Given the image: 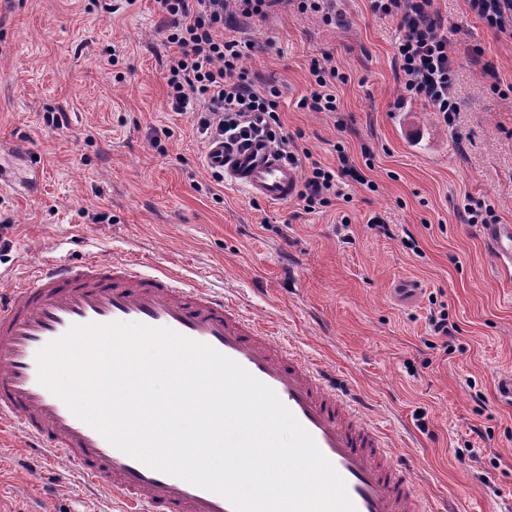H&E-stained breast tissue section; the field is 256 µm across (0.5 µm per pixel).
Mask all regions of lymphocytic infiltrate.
<instances>
[{
    "label": "lymphocytic infiltrate",
    "mask_w": 512,
    "mask_h": 512,
    "mask_svg": "<svg viewBox=\"0 0 512 512\" xmlns=\"http://www.w3.org/2000/svg\"><path fill=\"white\" fill-rule=\"evenodd\" d=\"M167 21L166 41L174 48L166 64L167 97L171 109L193 114L203 140L223 141L225 149H244L253 141H269L292 163H300L291 149L278 113L275 88L258 89L243 66L255 47L248 38L224 35L227 15L265 18L281 0H155ZM434 0H369L371 12L396 21L400 36L395 57L404 89L426 102L444 123L460 110L456 87V60L447 34L433 10ZM310 74L314 89L299 100L300 108L314 112L337 109L339 69L331 56L314 61ZM339 168L312 162L299 194L305 212L327 206L341 197V178L356 177L347 156Z\"/></svg>",
    "instance_id": "1"
}]
</instances>
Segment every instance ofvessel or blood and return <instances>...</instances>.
I'll use <instances>...</instances> for the list:
<instances>
[{"label":"vessel or blood","mask_w":512,"mask_h":512,"mask_svg":"<svg viewBox=\"0 0 512 512\" xmlns=\"http://www.w3.org/2000/svg\"><path fill=\"white\" fill-rule=\"evenodd\" d=\"M205 164L250 197L295 199L300 171L270 142L228 153L210 144ZM486 238L512 264V225L492 224ZM138 322L211 346L272 388L345 482L355 512H426L407 462L394 458L376 429L329 389L320 372L274 343L223 295L133 258L55 260L22 283L0 279V423L39 454H62L84 480L133 512H235L224 496L152 469L111 445L38 381L37 355L72 327Z\"/></svg>","instance_id":"vessel-or-blood-1"}]
</instances>
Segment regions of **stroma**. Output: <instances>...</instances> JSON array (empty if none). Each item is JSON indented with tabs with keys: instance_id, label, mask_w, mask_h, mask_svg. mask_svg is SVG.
<instances>
[{
	"instance_id": "35a3bbf8",
	"label": "stroma",
	"mask_w": 512,
	"mask_h": 512,
	"mask_svg": "<svg viewBox=\"0 0 512 512\" xmlns=\"http://www.w3.org/2000/svg\"><path fill=\"white\" fill-rule=\"evenodd\" d=\"M110 2L0 0V278L24 280L54 256L175 266L334 380L432 506L512 512V403L497 394L512 373V271L464 213L484 203L512 224V95L491 89L512 83V39L466 0H435L459 64L449 127L405 92L397 25L366 0H340L333 25L289 5L227 18L225 35L254 40L244 65L279 90L294 146L329 167L347 155L367 179L306 214L214 178L192 114L169 106L172 49L154 0L114 14ZM327 54L345 76L337 112L299 108ZM400 278L419 284L414 304L392 298ZM436 304L457 327L452 347L429 327ZM120 510L64 457L0 438V512Z\"/></svg>"
}]
</instances>
